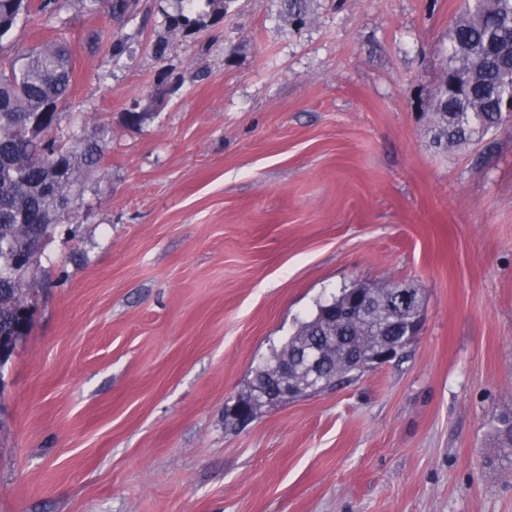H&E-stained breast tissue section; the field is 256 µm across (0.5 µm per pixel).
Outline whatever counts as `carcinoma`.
Masks as SVG:
<instances>
[{
	"label": "carcinoma",
	"mask_w": 512,
	"mask_h": 512,
	"mask_svg": "<svg viewBox=\"0 0 512 512\" xmlns=\"http://www.w3.org/2000/svg\"><path fill=\"white\" fill-rule=\"evenodd\" d=\"M88 13L108 9L114 18L133 15L137 0H81ZM210 11L167 16L168 28L184 36L203 31L224 17L225 0H207ZM58 0H0V40L21 16L34 15L50 22ZM287 18L302 23L307 0H283ZM445 65L430 101L429 132L438 146L459 148L481 143L489 132L509 121L502 104L512 97V0H463L449 28ZM71 55L57 35L22 51L6 66L0 65V349L12 353L29 327H20L17 313L42 288L34 267L19 274L8 269V251L21 249L35 236L46 240L56 225L46 217L70 202L103 155V132L92 141L60 132L58 104L70 92ZM375 308L368 316L343 320L328 317L343 302L348 290L320 303L316 313L301 322L281 349L265 359L242 401L252 409L263 405L259 388L273 382L274 365L286 358L302 364L311 351L331 347L358 351L357 360L389 337L404 330L412 302L420 298L411 289L410 302L399 303L396 289L373 288ZM337 356L318 370L323 388L360 374ZM495 444L512 463V416L497 418Z\"/></svg>",
	"instance_id": "1"
}]
</instances>
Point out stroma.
<instances>
[{
  "label": "stroma",
  "mask_w": 512,
  "mask_h": 512,
  "mask_svg": "<svg viewBox=\"0 0 512 512\" xmlns=\"http://www.w3.org/2000/svg\"><path fill=\"white\" fill-rule=\"evenodd\" d=\"M59 5L0 63L64 32L61 127L106 148L0 370V512H512V125L428 131L461 0H309L303 25L230 0L188 37L180 0ZM393 279L424 295L401 357L226 417L319 303ZM83 8L88 13L99 12L103 8H107L114 18L130 17L136 10V0H80ZM228 0H207L211 10L207 13L193 15L191 12L180 11L175 15L167 16L168 28L174 33L184 36L194 35L206 30L224 17ZM495 444L512 463V416L510 414H502L497 418Z\"/></svg>",
  "instance_id": "35a3bbf8"
}]
</instances>
